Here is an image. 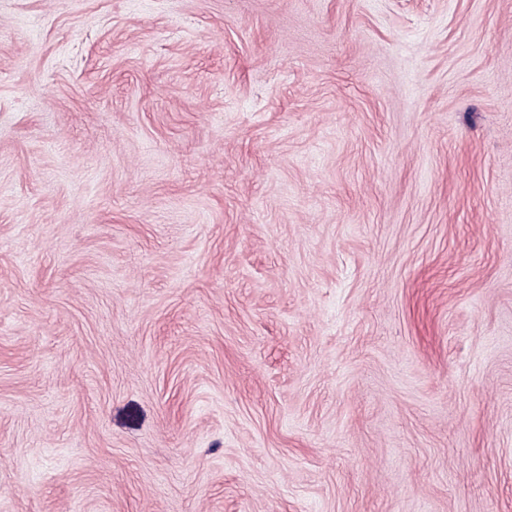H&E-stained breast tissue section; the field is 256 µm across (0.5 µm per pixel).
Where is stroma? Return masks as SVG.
Here are the masks:
<instances>
[{"instance_id":"1","label":"stroma","mask_w":512,"mask_h":512,"mask_svg":"<svg viewBox=\"0 0 512 512\" xmlns=\"http://www.w3.org/2000/svg\"><path fill=\"white\" fill-rule=\"evenodd\" d=\"M0 512H512V0H0Z\"/></svg>"}]
</instances>
